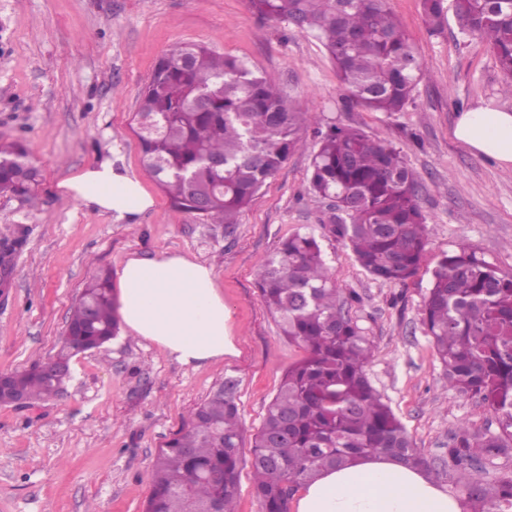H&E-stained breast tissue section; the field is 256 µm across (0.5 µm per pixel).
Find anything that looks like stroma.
Here are the masks:
<instances>
[{
    "instance_id": "obj_1",
    "label": "stroma",
    "mask_w": 512,
    "mask_h": 512,
    "mask_svg": "<svg viewBox=\"0 0 512 512\" xmlns=\"http://www.w3.org/2000/svg\"><path fill=\"white\" fill-rule=\"evenodd\" d=\"M424 62L399 112L353 104L312 34L266 20L249 0H0V144L24 141L41 172L34 198L0 192V240L23 235L0 270V373L48 362L73 306L98 272L118 276L132 255L185 254L213 267L232 313L239 356L184 366L157 345L119 333L71 361L57 396L0 405V512H144L152 461L210 391L233 383L243 422L237 512H261L252 445L285 371L305 357L281 336L260 302L255 272L289 237L320 236L336 285L356 292L348 314L372 343L371 385L406 427L448 488V443L459 426L501 431L477 397L449 389L423 324L432 271L466 245L512 276V166L472 152L454 137L462 114L480 105L512 109L504 76L454 17L430 35L421 0H387ZM194 43L241 59L321 127L362 129L397 148L420 177L429 234L418 272L402 283L375 279L326 229L330 201L309 178L313 133L236 218L223 225L171 208L147 172L132 130L139 94L156 62ZM119 155L153 196L136 223L121 224L63 199L68 174Z\"/></svg>"
}]
</instances>
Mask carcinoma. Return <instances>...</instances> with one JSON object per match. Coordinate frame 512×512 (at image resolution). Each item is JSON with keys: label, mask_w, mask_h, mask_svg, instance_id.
Masks as SVG:
<instances>
[{"label": "carcinoma", "mask_w": 512, "mask_h": 512, "mask_svg": "<svg viewBox=\"0 0 512 512\" xmlns=\"http://www.w3.org/2000/svg\"><path fill=\"white\" fill-rule=\"evenodd\" d=\"M429 30L442 29L445 0H421ZM261 18L285 21L322 42L336 75L358 105L398 112L423 64L386 0H250ZM457 25L486 43L512 96V0H451ZM136 115L143 160L172 207L230 228L236 216L299 147L319 136L311 189L332 201L329 231L343 238L376 279L402 282L420 265L428 222L419 179L394 147L364 131L332 125L322 131L310 112L239 59L185 44L161 57L144 85ZM224 160L214 168L211 159ZM40 173L20 141L0 145V186L33 194ZM22 238L0 242L6 268ZM423 322L448 375V387L477 396L501 414L502 432L461 429L448 445V478L469 512H512V477L489 479L482 463L512 456V277L500 276L464 245L432 271ZM260 299L282 335L306 357L288 368L256 434L250 466L262 512H288V499L324 469L384 455L430 470L405 427L366 376L372 345L346 312L344 294L312 233L286 240L257 272ZM111 277L101 273L74 306L57 354L95 349L119 332ZM30 405L53 397L60 383L41 365L7 373ZM243 425L227 382L159 449L144 512H235Z\"/></svg>", "instance_id": "1"}]
</instances>
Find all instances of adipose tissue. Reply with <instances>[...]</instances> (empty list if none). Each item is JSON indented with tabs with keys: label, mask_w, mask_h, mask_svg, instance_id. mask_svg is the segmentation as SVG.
<instances>
[{
	"label": "adipose tissue",
	"mask_w": 512,
	"mask_h": 512,
	"mask_svg": "<svg viewBox=\"0 0 512 512\" xmlns=\"http://www.w3.org/2000/svg\"><path fill=\"white\" fill-rule=\"evenodd\" d=\"M455 138L512 165V110L478 106L459 118ZM60 195L131 222L154 205L121 158L106 159L59 184ZM118 314L131 335L156 344L184 366L238 356L231 311L212 267L183 254L126 259L118 278ZM457 498L419 470L384 456L327 470L305 485L295 512H461Z\"/></svg>",
	"instance_id": "adipose-tissue-1"
}]
</instances>
